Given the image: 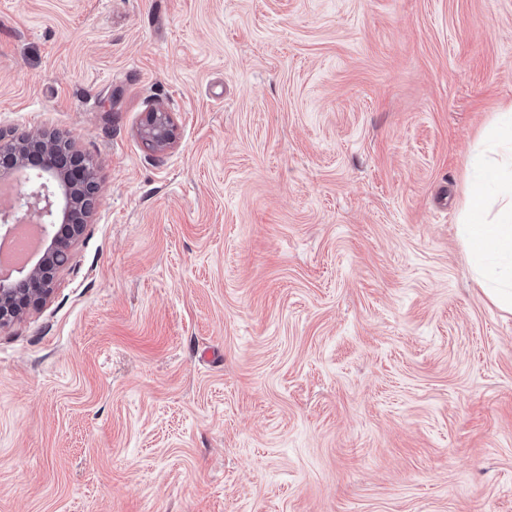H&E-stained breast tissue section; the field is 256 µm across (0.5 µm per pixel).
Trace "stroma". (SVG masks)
<instances>
[{
    "mask_svg": "<svg viewBox=\"0 0 512 512\" xmlns=\"http://www.w3.org/2000/svg\"><path fill=\"white\" fill-rule=\"evenodd\" d=\"M511 102L512 0H0V131L99 186L0 328V512H512L458 227ZM174 132L173 117L164 110L149 112L142 128L143 138L157 150H163L172 143Z\"/></svg>",
    "mask_w": 512,
    "mask_h": 512,
    "instance_id": "35a3bbf8",
    "label": "stroma"
}]
</instances>
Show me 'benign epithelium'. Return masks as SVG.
<instances>
[{
	"label": "benign epithelium",
	"mask_w": 512,
	"mask_h": 512,
	"mask_svg": "<svg viewBox=\"0 0 512 512\" xmlns=\"http://www.w3.org/2000/svg\"><path fill=\"white\" fill-rule=\"evenodd\" d=\"M171 113L155 110L142 128L143 138L157 150L174 139ZM36 168L29 191L15 195L0 209V237L10 236L21 219L34 215L43 229L45 245L38 258L7 277H0V326L18 319L24 310L51 293L58 270L66 266L70 249L97 208L98 186L91 162L83 156H58L45 137L31 135L0 144V172L25 173Z\"/></svg>",
	"instance_id": "obj_1"
}]
</instances>
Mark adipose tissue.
<instances>
[{
  "label": "adipose tissue",
  "instance_id": "obj_1",
  "mask_svg": "<svg viewBox=\"0 0 512 512\" xmlns=\"http://www.w3.org/2000/svg\"><path fill=\"white\" fill-rule=\"evenodd\" d=\"M480 184L471 189L461 212V231L475 261V283L499 309L512 313V190L490 204L486 190L512 180V154L470 160Z\"/></svg>",
  "mask_w": 512,
  "mask_h": 512
}]
</instances>
